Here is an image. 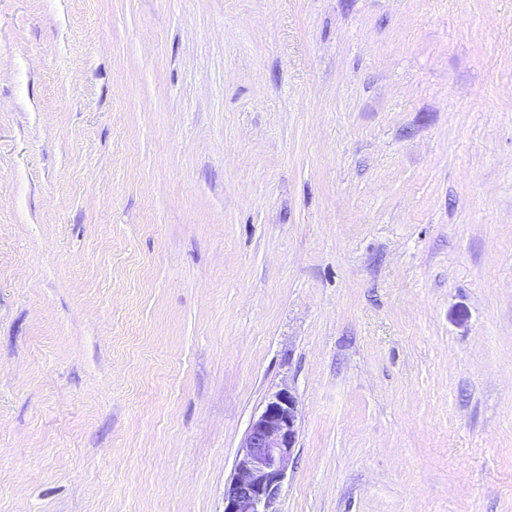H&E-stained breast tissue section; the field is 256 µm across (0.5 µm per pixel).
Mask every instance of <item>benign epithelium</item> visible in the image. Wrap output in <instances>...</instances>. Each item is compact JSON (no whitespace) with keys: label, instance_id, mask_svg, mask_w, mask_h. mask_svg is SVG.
<instances>
[{"label":"benign epithelium","instance_id":"1","mask_svg":"<svg viewBox=\"0 0 512 512\" xmlns=\"http://www.w3.org/2000/svg\"><path fill=\"white\" fill-rule=\"evenodd\" d=\"M298 435L297 398L278 391L252 419L238 449L234 475L224 487V512H277Z\"/></svg>","mask_w":512,"mask_h":512}]
</instances>
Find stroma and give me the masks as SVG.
<instances>
[{"mask_svg": "<svg viewBox=\"0 0 512 512\" xmlns=\"http://www.w3.org/2000/svg\"><path fill=\"white\" fill-rule=\"evenodd\" d=\"M512 512V0H0V512ZM298 435L297 398L278 391L252 419L238 449L234 475L224 487V512H277Z\"/></svg>", "mask_w": 512, "mask_h": 512, "instance_id": "obj_1", "label": "stroma"}]
</instances>
